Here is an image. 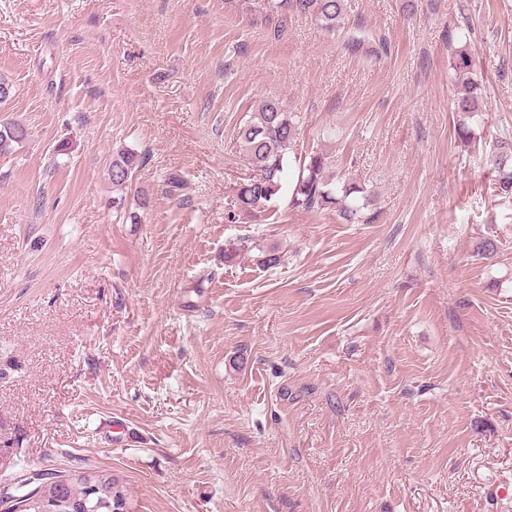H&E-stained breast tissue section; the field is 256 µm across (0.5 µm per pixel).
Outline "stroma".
Here are the masks:
<instances>
[{
  "mask_svg": "<svg viewBox=\"0 0 512 512\" xmlns=\"http://www.w3.org/2000/svg\"><path fill=\"white\" fill-rule=\"evenodd\" d=\"M347 3L332 33L262 0H0V120L27 130L0 154V486L94 467L135 512H512V202L486 153L512 136V0ZM270 98L365 222L226 221ZM122 149L145 162L120 190ZM464 32L461 40L464 38V45L460 50H455L451 54L450 66L455 72L456 78L453 84L454 110L458 114L470 117L471 114L479 112V105L482 99L481 84L477 81L473 71L471 55L467 48V35Z\"/></svg>",
  "mask_w": 512,
  "mask_h": 512,
  "instance_id": "35a3bbf8",
  "label": "stroma"
}]
</instances>
